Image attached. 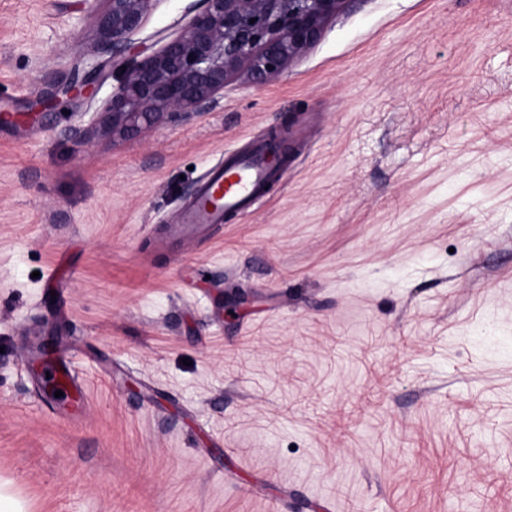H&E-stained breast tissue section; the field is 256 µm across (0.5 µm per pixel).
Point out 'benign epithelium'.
Masks as SVG:
<instances>
[{"mask_svg": "<svg viewBox=\"0 0 512 512\" xmlns=\"http://www.w3.org/2000/svg\"><path fill=\"white\" fill-rule=\"evenodd\" d=\"M101 16L99 49L131 65L100 130L130 136L171 115L188 116L224 93L241 69L260 86L312 49L347 0H202L201 10L179 37L141 55L130 35L151 0H107ZM97 73H75L64 92L91 95Z\"/></svg>", "mask_w": 512, "mask_h": 512, "instance_id": "1", "label": "benign epithelium"}]
</instances>
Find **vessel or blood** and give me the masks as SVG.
<instances>
[{"label":"vessel or blood","mask_w":512,"mask_h":512,"mask_svg":"<svg viewBox=\"0 0 512 512\" xmlns=\"http://www.w3.org/2000/svg\"><path fill=\"white\" fill-rule=\"evenodd\" d=\"M270 151L269 139L260 138L247 151L225 155L223 163L209 170L196 201L170 225L171 236L184 239L251 212L264 189L280 178L278 169L270 160ZM45 370L63 392L61 404L66 405L71 413H82L85 393L74 385L70 361L58 358L48 363Z\"/></svg>","instance_id":"obj_1"}]
</instances>
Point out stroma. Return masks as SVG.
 <instances>
[{
    "mask_svg": "<svg viewBox=\"0 0 512 512\" xmlns=\"http://www.w3.org/2000/svg\"><path fill=\"white\" fill-rule=\"evenodd\" d=\"M200 0H152L155 51ZM106 0H0V489L25 512H512V0H348L261 86L94 133ZM101 64L95 96L32 101ZM247 215L167 227L227 151ZM56 337L88 406L50 403ZM272 140L275 148L271 159L275 166H280L287 159V150L276 135ZM270 151L269 138H260L247 151L224 155V162L209 170L196 201L170 224L171 236L184 239L251 212L266 191L264 187L272 186L280 178L279 169L271 163Z\"/></svg>",
    "mask_w": 512,
    "mask_h": 512,
    "instance_id": "35a3bbf8",
    "label": "stroma"
}]
</instances>
